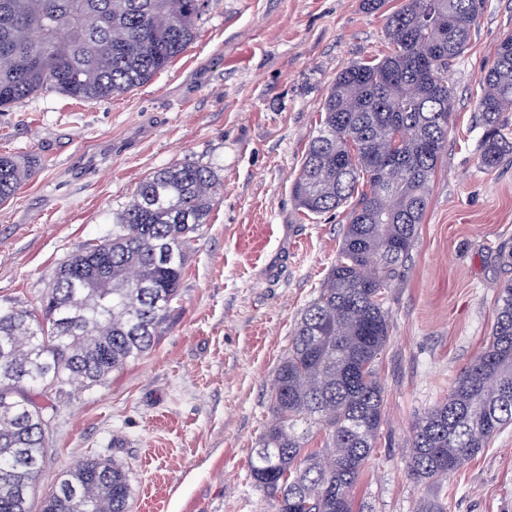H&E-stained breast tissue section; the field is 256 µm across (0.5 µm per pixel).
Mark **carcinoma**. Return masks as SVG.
<instances>
[{"label": "carcinoma", "mask_w": 512, "mask_h": 512, "mask_svg": "<svg viewBox=\"0 0 512 512\" xmlns=\"http://www.w3.org/2000/svg\"><path fill=\"white\" fill-rule=\"evenodd\" d=\"M212 0H0V112L45 89L106 100L180 55ZM485 0H405L386 17L388 50L342 69L292 186L307 215L347 206L336 265L301 313L275 370L274 421L248 462L277 512H354L352 491L383 422L376 365L389 336L386 288L408 261L454 109L448 67ZM164 17L171 25L154 19ZM475 102L479 163L512 154V35L499 41ZM29 169L0 156V202ZM224 182L198 161L145 177L112 232L60 266L35 309H0V512H31L52 447L46 399L74 377L91 387L153 345ZM485 346L448 396L412 427L409 476L436 483L512 425V282ZM324 435L320 448L309 447ZM128 469L90 459L58 474L40 512H129Z\"/></svg>", "instance_id": "carcinoma-1"}]
</instances>
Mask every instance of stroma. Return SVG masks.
Wrapping results in <instances>:
<instances>
[{"label": "stroma", "mask_w": 512, "mask_h": 512, "mask_svg": "<svg viewBox=\"0 0 512 512\" xmlns=\"http://www.w3.org/2000/svg\"><path fill=\"white\" fill-rule=\"evenodd\" d=\"M362 0H213L186 50L134 90L83 101L54 90L0 112V155L29 178L0 205V308L38 307L59 266L104 236L139 183L185 161L224 182L152 348L103 383L51 396L40 481L89 458L124 465L130 512H276L248 459L272 419L275 369L327 278L346 208L298 210L292 184L336 74L386 50ZM512 0H487L448 70L455 108L411 259L386 292L384 419L354 490L357 512H512V426L439 483L405 457L413 424L481 350L512 282V155L480 165L474 102Z\"/></svg>", "instance_id": "obj_1"}]
</instances>
